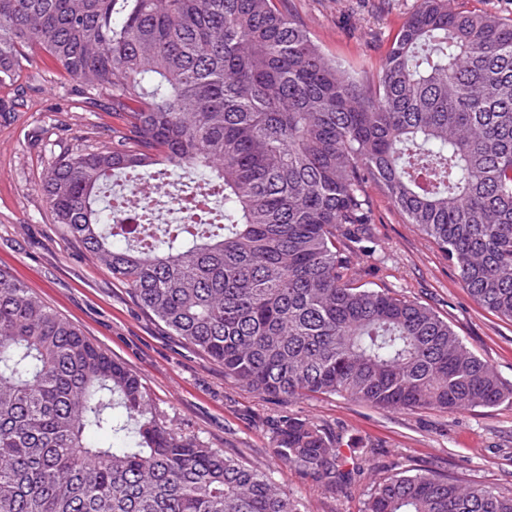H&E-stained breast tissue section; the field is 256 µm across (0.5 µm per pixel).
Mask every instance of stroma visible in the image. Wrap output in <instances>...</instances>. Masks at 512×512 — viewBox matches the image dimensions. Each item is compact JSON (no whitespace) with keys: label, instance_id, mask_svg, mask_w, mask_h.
Returning a JSON list of instances; mask_svg holds the SVG:
<instances>
[{"label":"stroma","instance_id":"1","mask_svg":"<svg viewBox=\"0 0 512 512\" xmlns=\"http://www.w3.org/2000/svg\"><path fill=\"white\" fill-rule=\"evenodd\" d=\"M324 55L372 80L417 0H280ZM122 120L87 104L36 57L17 86H0V269L77 326L141 379L153 410L177 432L265 471L304 512H361L381 477L432 468L462 483L512 492V400L456 413L380 409L338 396L274 399L225 377L223 365L184 344L144 310L84 246L54 223L42 179L55 156L108 142ZM374 252L354 263L367 287L420 302L448 320L467 348L512 381V321L478 305L444 253L393 205L366 187ZM362 441L368 461L356 486L330 492L275 456L287 416Z\"/></svg>","mask_w":512,"mask_h":512}]
</instances>
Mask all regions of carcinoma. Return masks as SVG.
Segmentation results:
<instances>
[{
    "instance_id": "1",
    "label": "carcinoma",
    "mask_w": 512,
    "mask_h": 512,
    "mask_svg": "<svg viewBox=\"0 0 512 512\" xmlns=\"http://www.w3.org/2000/svg\"><path fill=\"white\" fill-rule=\"evenodd\" d=\"M419 0L371 83L276 0H0V85L44 53L124 128L49 166L53 221L172 334L273 398L452 413L512 383L448 322L354 268L374 182L480 306L512 321V20ZM166 168L153 172L151 167ZM205 175L207 208L103 206L112 177ZM288 417L274 453L330 492L358 454ZM0 512H303L264 472L181 435L140 378L0 270ZM362 512H512L431 468L373 483Z\"/></svg>"
}]
</instances>
